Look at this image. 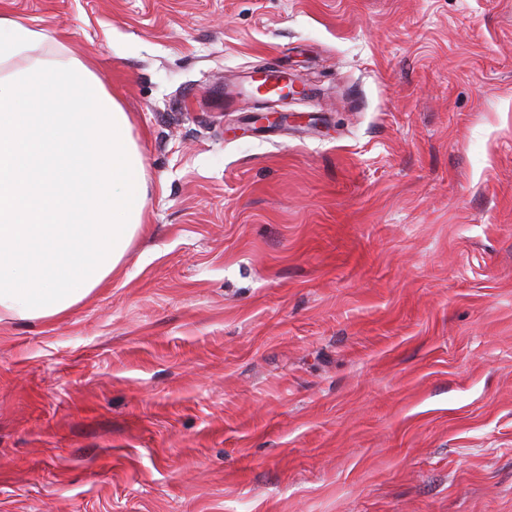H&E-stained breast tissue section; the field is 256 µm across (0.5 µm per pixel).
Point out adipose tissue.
<instances>
[{"label": "adipose tissue", "mask_w": 512, "mask_h": 512, "mask_svg": "<svg viewBox=\"0 0 512 512\" xmlns=\"http://www.w3.org/2000/svg\"><path fill=\"white\" fill-rule=\"evenodd\" d=\"M47 40L0 11V316L23 320L111 276L149 193L127 112L91 61L44 58Z\"/></svg>", "instance_id": "obj_1"}]
</instances>
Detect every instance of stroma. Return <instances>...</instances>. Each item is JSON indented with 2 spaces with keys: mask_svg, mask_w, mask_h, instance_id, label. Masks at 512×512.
Masks as SVG:
<instances>
[{
  "mask_svg": "<svg viewBox=\"0 0 512 512\" xmlns=\"http://www.w3.org/2000/svg\"><path fill=\"white\" fill-rule=\"evenodd\" d=\"M0 9L150 187L105 284L0 320V512H512V0ZM264 68L309 96L225 103Z\"/></svg>",
  "mask_w": 512,
  "mask_h": 512,
  "instance_id": "obj_1",
  "label": "stroma"
}]
</instances>
